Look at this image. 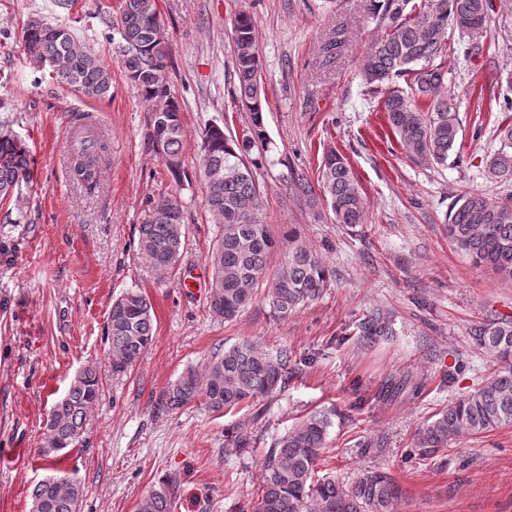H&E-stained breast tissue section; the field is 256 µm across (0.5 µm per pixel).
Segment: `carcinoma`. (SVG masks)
I'll use <instances>...</instances> for the list:
<instances>
[{
	"mask_svg": "<svg viewBox=\"0 0 512 512\" xmlns=\"http://www.w3.org/2000/svg\"><path fill=\"white\" fill-rule=\"evenodd\" d=\"M372 14L389 16L390 25L362 59L360 76L370 90L382 95V111L407 158L417 166L446 167L461 130L454 76L441 59L448 55L455 33L483 27L490 0H370ZM107 27L118 36L114 52L125 75L141 86L152 105L149 130L170 172L178 176L185 139L181 107L171 92L167 74L168 48L155 0H123ZM23 39L34 64L47 66L62 82L87 97L103 98L112 75L71 28L39 19L28 22ZM235 103L250 115L243 136L228 135L217 123L201 135L200 172L205 205L218 226L212 248L211 314L226 322L237 319L252 302L260 282L265 297L282 318L318 299L328 283L322 258L296 235L275 240L264 224L261 195L254 169L261 159L255 149L267 148L264 90L256 28L245 12L233 22ZM404 84H399L398 80ZM499 148L486 159L489 181L512 180V122L498 127ZM102 138L85 135L71 150L69 175L88 193L99 187ZM34 178L28 145L10 130H0V200L21 195ZM295 194L310 205L325 201L336 223H364L366 199L348 160L330 148L322 153L317 182L290 175ZM449 241L474 263L512 277V202H499L479 192H463L448 206ZM186 228L182 204L169 194L152 202L139 225L140 259L163 276L177 265ZM282 253L281 269L267 274V260ZM392 315L376 309L359 325L362 342L370 345L393 335ZM155 335L153 307L147 295L129 289L112 302L105 324L112 374L127 373L144 356ZM476 347L494 353L501 366L480 387L451 402L419 428L414 448L429 458L465 436L512 427V318L478 322L470 328ZM293 356L282 347L267 352L251 340H241L215 352L202 367L189 366L163 393L160 407L178 410L201 402L211 411L234 409L269 396L288 379ZM421 387L408 375L382 385L377 399L390 401ZM102 395L100 373L87 366L75 374L67 393L50 410L44 425L45 455L75 446L84 433L91 409ZM335 410L304 416L283 436L274 439L260 460L262 479L254 512H396L404 492L382 467L365 470L347 484L334 475H319ZM178 481L159 480L140 499L137 512H172ZM84 490L69 475L55 472L38 481L32 492V512H79Z\"/></svg>",
	"mask_w": 512,
	"mask_h": 512,
	"instance_id": "1",
	"label": "carcinoma"
}]
</instances>
